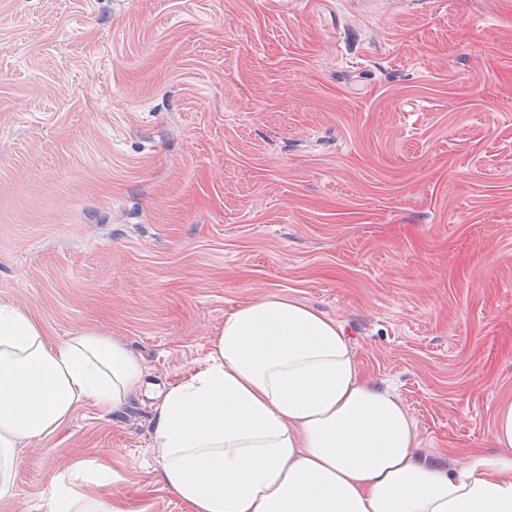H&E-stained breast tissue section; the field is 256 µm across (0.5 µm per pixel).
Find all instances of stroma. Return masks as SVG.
<instances>
[{
    "label": "stroma",
    "mask_w": 512,
    "mask_h": 512,
    "mask_svg": "<svg viewBox=\"0 0 512 512\" xmlns=\"http://www.w3.org/2000/svg\"><path fill=\"white\" fill-rule=\"evenodd\" d=\"M336 318L420 456L493 454L512 402V0H0V303L125 341L119 411L19 449L0 512L77 461L135 512L157 394L225 314Z\"/></svg>",
    "instance_id": "stroma-1"
}]
</instances>
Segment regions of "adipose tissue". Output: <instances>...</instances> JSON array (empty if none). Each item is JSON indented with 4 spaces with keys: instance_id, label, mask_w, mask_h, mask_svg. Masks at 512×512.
<instances>
[{
    "instance_id": "obj_1",
    "label": "adipose tissue",
    "mask_w": 512,
    "mask_h": 512,
    "mask_svg": "<svg viewBox=\"0 0 512 512\" xmlns=\"http://www.w3.org/2000/svg\"><path fill=\"white\" fill-rule=\"evenodd\" d=\"M209 347L154 414L159 480L186 512H512V403L495 418L498 455L451 468L416 455L400 399L363 377L322 311L262 296L226 314ZM144 375L122 340L81 331L54 346L0 304V498L14 493L19 448L80 405L121 409ZM112 476L92 459L74 465L40 491L44 512H130L104 494Z\"/></svg>"
}]
</instances>
